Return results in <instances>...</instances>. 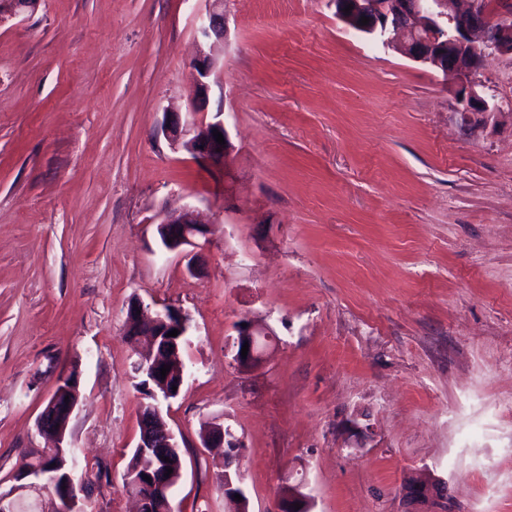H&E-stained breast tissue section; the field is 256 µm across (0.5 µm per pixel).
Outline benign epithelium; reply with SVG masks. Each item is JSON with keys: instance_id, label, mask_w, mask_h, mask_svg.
<instances>
[{"instance_id": "7a95c632", "label": "benign epithelium", "mask_w": 512, "mask_h": 512, "mask_svg": "<svg viewBox=\"0 0 512 512\" xmlns=\"http://www.w3.org/2000/svg\"><path fill=\"white\" fill-rule=\"evenodd\" d=\"M205 10L199 15L196 39L202 47L192 63V85L188 108L178 112L166 107L160 131L170 145L187 152L199 165L224 167L229 177L233 164L231 144L224 124L223 101H218L212 117L205 110L210 102L211 83L218 70L216 58L204 50L213 41L225 39L224 0H204ZM36 0H0V24L17 18L34 7ZM353 6L350 13L343 12ZM335 9L336 18L346 27L370 37L387 48H394L405 57L437 70L456 86L458 112L488 113L497 110L476 91L478 75L487 56H512V0H328ZM363 17L370 18L366 25ZM223 135L220 145L213 131ZM157 234L162 248L186 259L192 275L201 271L199 240L208 239L210 224L203 222L191 208L164 212L157 222ZM246 326H237L235 362L244 368L258 366L273 331L251 319H243ZM126 334L148 336L152 343L163 341L179 350V342L188 333V318L180 310L165 306L151 310L141 301L131 303L126 316ZM178 330L175 337L167 336ZM249 345L247 356H241L243 345ZM163 363L151 356H141L134 363L136 378L144 381L148 401L141 404L138 448H162L157 460L164 477L158 482L147 481L138 470L129 468L124 475L125 489L139 503V512H174L170 490L181 478L179 444L166 420L170 400L179 395L184 385V372L180 364H171L166 377H161ZM78 376L71 373L59 384L41 413L37 428L40 433L54 437L57 444L47 451L48 462L28 464L22 477L31 482L18 490L48 491L51 496L50 512H84L80 496L89 479L75 474L73 449L67 443L68 426L78 406ZM177 390H172V387ZM204 448H239L241 443L230 428L211 425L202 438ZM169 461H164V458ZM65 473H60L62 466ZM173 469L165 476L167 469ZM403 498L411 506L422 505L426 512H450L447 487L438 479L414 478L402 488ZM300 509H295V504ZM278 512H311V497L305 485L288 486L279 500Z\"/></svg>"}]
</instances>
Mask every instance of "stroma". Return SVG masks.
<instances>
[{"label":"stroma","instance_id":"stroma-1","mask_svg":"<svg viewBox=\"0 0 512 512\" xmlns=\"http://www.w3.org/2000/svg\"><path fill=\"white\" fill-rule=\"evenodd\" d=\"M202 7L39 0L0 26V492L51 447L37 420L74 371L88 510L137 512L139 300L190 319L175 512H235L214 422L242 443L249 512L300 478L312 512H407L420 475L456 512H512V58L481 75L500 112L464 116L327 0H224L228 208L223 171L157 132L187 105ZM187 206L213 223L199 276L155 226ZM245 318L277 336L251 369ZM202 445L206 448H241L237 438L229 427L221 424L211 425L202 438Z\"/></svg>","mask_w":512,"mask_h":512}]
</instances>
